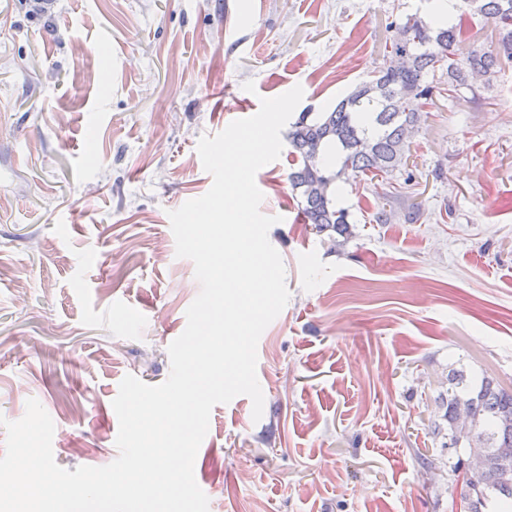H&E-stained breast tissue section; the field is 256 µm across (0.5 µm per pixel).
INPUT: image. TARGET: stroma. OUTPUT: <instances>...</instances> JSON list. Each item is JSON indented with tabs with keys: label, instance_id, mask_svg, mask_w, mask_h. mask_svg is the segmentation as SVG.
Here are the masks:
<instances>
[{
	"label": "stroma",
	"instance_id": "1",
	"mask_svg": "<svg viewBox=\"0 0 512 512\" xmlns=\"http://www.w3.org/2000/svg\"><path fill=\"white\" fill-rule=\"evenodd\" d=\"M428 4L0 0V416L37 399L58 465L113 462L121 380L167 379L200 291L168 218L212 185L199 138L297 85L334 106ZM447 82L404 170L337 183L350 236L300 218L299 158L258 171L290 300L257 346L262 418L211 412L209 512H451L448 373L512 389V62L477 101Z\"/></svg>",
	"mask_w": 512,
	"mask_h": 512
}]
</instances>
